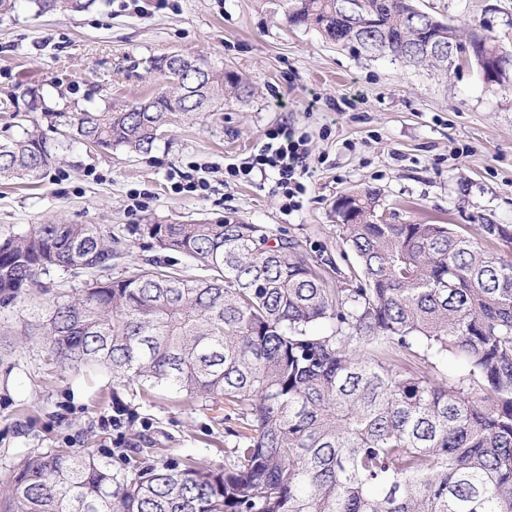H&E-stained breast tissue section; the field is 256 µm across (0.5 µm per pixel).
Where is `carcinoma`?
Returning <instances> with one entry per match:
<instances>
[{
  "instance_id": "obj_1",
  "label": "carcinoma",
  "mask_w": 512,
  "mask_h": 512,
  "mask_svg": "<svg viewBox=\"0 0 512 512\" xmlns=\"http://www.w3.org/2000/svg\"><path fill=\"white\" fill-rule=\"evenodd\" d=\"M37 12L89 0H31ZM291 26L370 56L446 71L448 51L484 80L512 86V54L414 0H275ZM186 80L175 56L149 61L161 88L134 104L77 112L69 134L100 151L149 153L173 124L251 96L238 74L203 60ZM57 158L38 126L0 138V181H38ZM376 192L347 195L339 225L357 270L332 288L296 241L227 219L149 224L163 251L198 277L153 261L112 276L118 239L97 224H34L0 240V309L28 307L62 366L93 365L142 398L165 389L220 402L231 442L224 467L192 457L150 463L154 442L129 437L137 415L115 399L113 464L50 449L19 462L3 512H512V225L479 238L447 224H387ZM54 268L84 287L43 297ZM451 358L453 383L392 364Z\"/></svg>"
}]
</instances>
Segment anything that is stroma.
Listing matches in <instances>:
<instances>
[{"mask_svg": "<svg viewBox=\"0 0 512 512\" xmlns=\"http://www.w3.org/2000/svg\"><path fill=\"white\" fill-rule=\"evenodd\" d=\"M417 4L461 35L484 27L512 52V0ZM173 54L238 73L252 96L182 121L147 154L61 140L38 182H0V237L50 221L97 224L118 238V270L129 275L159 253L141 225L225 218L295 239L336 288L356 265L339 234V197L376 190L390 224H449L466 235L478 219L512 225V87L485 82L473 64L441 73L337 47L290 26L269 0H94L43 15L19 0L0 19V132L21 135L6 101L35 88L33 117L59 140L61 116L151 94L159 80L147 60ZM286 123L307 134L310 150L303 206L288 215L273 179H224ZM193 164L206 170V196L175 188ZM134 192L147 195L146 209H131ZM28 318L22 307L0 313L9 331L0 340V497L13 466L35 453L63 447L111 460L117 396L168 456L223 467V405L165 391L147 401L109 371L62 367L22 337Z\"/></svg>", "mask_w": 512, "mask_h": 512, "instance_id": "stroma-1", "label": "stroma"}]
</instances>
